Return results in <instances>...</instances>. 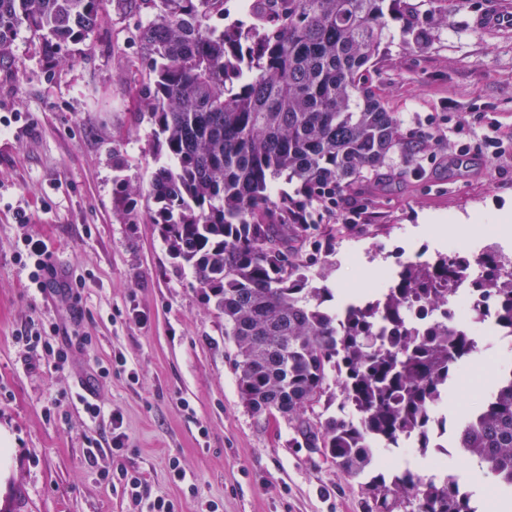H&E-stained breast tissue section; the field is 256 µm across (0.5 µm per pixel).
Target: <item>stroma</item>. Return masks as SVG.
<instances>
[{
    "label": "stroma",
    "instance_id": "obj_1",
    "mask_svg": "<svg viewBox=\"0 0 512 512\" xmlns=\"http://www.w3.org/2000/svg\"><path fill=\"white\" fill-rule=\"evenodd\" d=\"M486 2L465 0L422 49L391 23L371 82L404 132L430 134L433 144L412 158L393 155L387 177L359 180L340 208L356 212L355 225L334 236L325 269L310 268L311 286L341 295L364 270L444 253L450 239L512 253V236L493 232L512 212V154L459 168L465 138L448 132L464 116L475 134L494 124L512 139V28H479ZM101 12V25L54 69L24 29L0 65V429L14 448L0 508L132 512L107 480L125 468L178 512H204L210 501L219 512H363L360 486L320 449L297 443L287 419L243 404L223 313L147 220L149 182L164 158L130 90L140 65L137 20L114 0H102ZM120 179L139 191L125 218L113 203ZM20 209L27 222L16 220ZM441 225L447 234H438ZM30 237L85 277L78 300L30 288L16 261ZM33 322L58 324L71 340L74 355L62 368L27 369L15 336ZM118 354L125 369L100 379L98 368ZM85 381L122 414L129 436L120 455L103 451L94 465L85 438L108 433L109 423L91 422L73 405ZM173 460L193 487L172 481Z\"/></svg>",
    "mask_w": 512,
    "mask_h": 512
}]
</instances>
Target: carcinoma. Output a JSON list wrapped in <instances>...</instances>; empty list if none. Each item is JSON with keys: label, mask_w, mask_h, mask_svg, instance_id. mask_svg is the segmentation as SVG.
I'll return each instance as SVG.
<instances>
[{"label": "carcinoma", "mask_w": 512, "mask_h": 512, "mask_svg": "<svg viewBox=\"0 0 512 512\" xmlns=\"http://www.w3.org/2000/svg\"><path fill=\"white\" fill-rule=\"evenodd\" d=\"M248 0L246 19L224 23L227 0H116L144 19L136 41L138 112L153 126L169 163L152 174L148 221L171 254L192 267L199 288L224 311L237 348L240 397L257 414L280 416L309 448H321L342 474L360 482L366 512H474L448 475L410 469L386 477L373 467L372 438L387 448L404 433L426 434L448 381L476 355L446 321L419 334L415 303L448 314V277L461 261L438 255L406 263L382 297L353 310L342 329L324 307L328 288L310 287L309 259L333 252L321 224L365 175L390 155L421 153L395 113L365 79L400 23L406 44L423 47L431 27L448 23L461 0ZM101 0H0V63L17 30L40 40L55 66L100 21ZM138 189L119 182L122 213ZM476 281L485 304L512 327V271L489 251ZM336 373V416L317 426L304 413ZM478 417L457 423L455 447L476 458L497 489L512 493V375L492 386Z\"/></svg>", "instance_id": "cac0c4a2"}]
</instances>
